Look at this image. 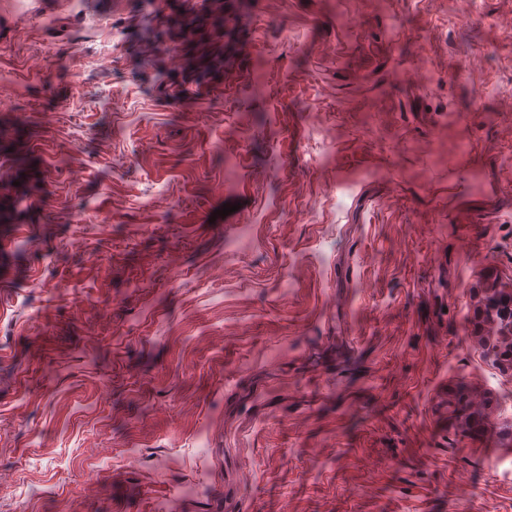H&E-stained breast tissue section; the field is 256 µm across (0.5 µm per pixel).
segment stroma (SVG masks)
Segmentation results:
<instances>
[{
	"label": "stroma",
	"instance_id": "35a3bbf8",
	"mask_svg": "<svg viewBox=\"0 0 512 512\" xmlns=\"http://www.w3.org/2000/svg\"><path fill=\"white\" fill-rule=\"evenodd\" d=\"M151 2L0 0V512H512V0ZM497 308L499 312V319L501 320L504 329H499L497 335L499 337L498 343L501 351V355L506 357V361H509L508 369L512 371V291L511 294L502 295L498 299Z\"/></svg>",
	"mask_w": 512,
	"mask_h": 512
}]
</instances>
